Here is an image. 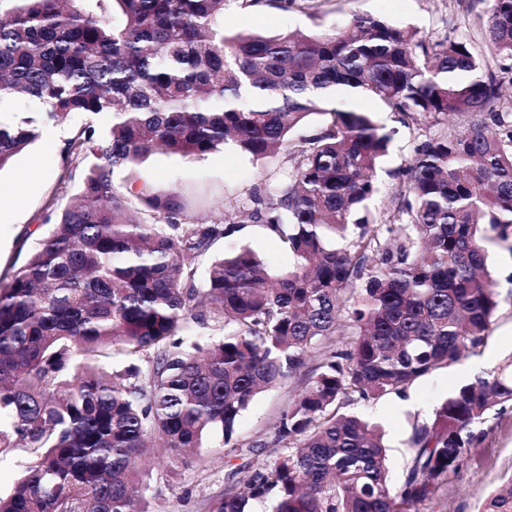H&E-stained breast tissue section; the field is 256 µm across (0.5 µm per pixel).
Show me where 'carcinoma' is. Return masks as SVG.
Wrapping results in <instances>:
<instances>
[{
	"instance_id": "cac0c4a2",
	"label": "carcinoma",
	"mask_w": 512,
	"mask_h": 512,
	"mask_svg": "<svg viewBox=\"0 0 512 512\" xmlns=\"http://www.w3.org/2000/svg\"><path fill=\"white\" fill-rule=\"evenodd\" d=\"M102 2L0 0V103L45 106L0 119V170L47 124L87 117L62 149L61 182L78 192L45 209L51 231L0 285V456L27 459L0 512H148L155 441L184 458L216 432L232 457L242 413L312 356L314 374L254 443L283 452L237 469L243 489L209 512L268 497L272 512H410L461 466L484 417L512 402V359L413 426L396 490L381 428L341 408L400 394L486 340L498 300L481 225L512 253V0H490L496 72L463 39L427 45L370 15L341 33L227 35L228 0H113L119 27L95 10ZM339 89L418 126L473 117L417 145L384 223L369 204L391 136L339 107ZM316 112L332 124L218 219L142 182L138 165L157 150L202 158L231 144L262 158ZM244 217L279 236L295 266L277 272L243 248L197 287L200 259ZM220 320L235 329L218 342L188 335ZM342 320L345 348L326 342ZM115 354L125 365L113 373L104 359ZM480 512H512V477Z\"/></svg>"
}]
</instances>
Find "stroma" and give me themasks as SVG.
<instances>
[{
    "label": "stroma",
    "instance_id": "35a3bbf8",
    "mask_svg": "<svg viewBox=\"0 0 512 512\" xmlns=\"http://www.w3.org/2000/svg\"><path fill=\"white\" fill-rule=\"evenodd\" d=\"M488 9V0H308L304 8L296 10L261 4L244 11L235 0H229L224 9V29L229 33L263 35L296 30L338 32L352 15H371L416 30L420 39L430 42L449 35L464 38L475 55L488 61L492 58L488 35L479 21ZM354 103L372 113L392 135L388 153L377 171L381 192L372 206L376 219L384 220L389 216L390 199L405 186L402 171L414 156L422 139L421 131L415 124L403 123L400 115L386 111L376 99L358 96ZM83 121V115L75 114L67 125L45 127L38 141L18 154L10 167L0 170V193L20 195L10 220L0 222V278L9 279L48 233V225L39 220L48 204L64 206L76 193V185L65 190L59 185L64 168L61 147L69 129ZM287 159L284 149L257 159L228 146L202 158L159 152L142 162L140 170L149 182L176 188L189 196L194 214L211 220L225 204L246 201L254 187L276 177ZM243 248L251 249L275 270L285 271L295 264L293 254L265 225L245 223L238 225L232 235L216 241L201 258L197 282H204L215 258ZM487 248L498 309L477 353L464 354L422 377L404 395L356 400L344 407L345 412L365 415L383 425L393 480L402 478L414 424L427 420L455 389L512 356V252L493 240L488 241ZM303 382V374H294L253 401L238 421V457L229 461L222 449L207 447L196 456L176 462L174 474L158 482L155 488L152 512H205L206 501L236 486L234 466L273 460V449L255 447L254 442L269 434ZM475 434L462 467L449 474L430 499L412 506L411 512H478L487 491L512 476V402L495 406L477 426Z\"/></svg>",
    "mask_w": 512,
    "mask_h": 512
}]
</instances>
